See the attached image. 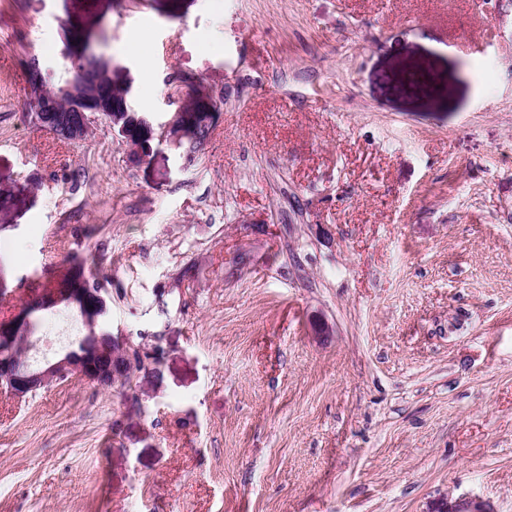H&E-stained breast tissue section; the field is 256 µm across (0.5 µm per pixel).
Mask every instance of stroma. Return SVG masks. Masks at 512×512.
Segmentation results:
<instances>
[{"label": "stroma", "instance_id": "35a3bbf8", "mask_svg": "<svg viewBox=\"0 0 512 512\" xmlns=\"http://www.w3.org/2000/svg\"><path fill=\"white\" fill-rule=\"evenodd\" d=\"M76 24L204 150L35 127ZM69 252L159 361L0 389V512H512V0H0V315Z\"/></svg>", "mask_w": 512, "mask_h": 512}]
</instances>
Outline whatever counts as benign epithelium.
I'll list each match as a JSON object with an SVG mask.
<instances>
[{
	"label": "benign epithelium",
	"mask_w": 512,
	"mask_h": 512,
	"mask_svg": "<svg viewBox=\"0 0 512 512\" xmlns=\"http://www.w3.org/2000/svg\"><path fill=\"white\" fill-rule=\"evenodd\" d=\"M40 68L34 63L26 69L30 121L64 143L77 144L88 135L94 120L108 113L112 131L130 146L133 157L153 152V143L168 141L179 146L184 141L201 142L195 111L210 116L208 132H213L220 111L219 98L200 82L189 83V92L172 113L161 133H156L146 115L130 113L126 101L103 100L85 94L80 79L72 78L50 93L36 90ZM66 112L62 122L56 113ZM66 306L80 318L84 333L58 358L32 361L29 330L36 314ZM108 313V299L103 292H94L77 281L73 288H46L34 298L22 302L9 317L0 320V388L17 398L33 395L52 384L79 378L110 389L124 381L130 348L112 336L102 320Z\"/></svg>",
	"instance_id": "7a95c632"
}]
</instances>
